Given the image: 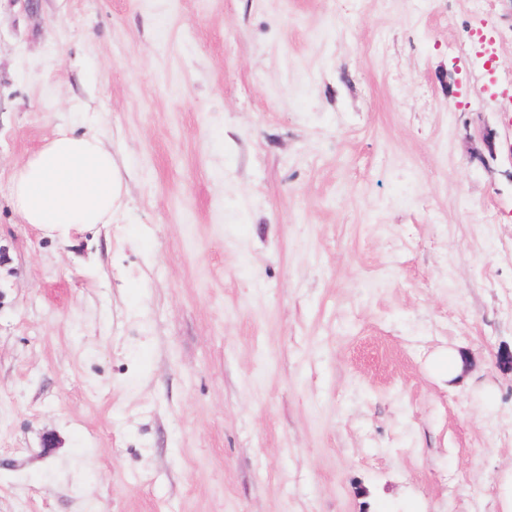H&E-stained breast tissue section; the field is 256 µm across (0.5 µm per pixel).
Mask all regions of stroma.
I'll return each mask as SVG.
<instances>
[{
    "instance_id": "1",
    "label": "stroma",
    "mask_w": 512,
    "mask_h": 512,
    "mask_svg": "<svg viewBox=\"0 0 512 512\" xmlns=\"http://www.w3.org/2000/svg\"><path fill=\"white\" fill-rule=\"evenodd\" d=\"M511 349L512 0H0V512H501ZM10 182L11 203L23 223L62 241L74 229L111 223L124 187L102 138L67 129L16 166Z\"/></svg>"
}]
</instances>
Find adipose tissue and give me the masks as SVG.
Masks as SVG:
<instances>
[{
  "label": "adipose tissue",
  "mask_w": 512,
  "mask_h": 512,
  "mask_svg": "<svg viewBox=\"0 0 512 512\" xmlns=\"http://www.w3.org/2000/svg\"><path fill=\"white\" fill-rule=\"evenodd\" d=\"M10 182L23 223L63 241L74 229L111 223L124 187L102 138L66 129L16 166Z\"/></svg>",
  "instance_id": "adipose-tissue-1"
}]
</instances>
